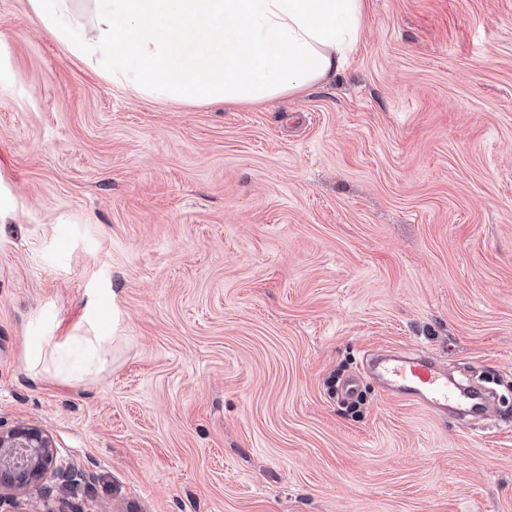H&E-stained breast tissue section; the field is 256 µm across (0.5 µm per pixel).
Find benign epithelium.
Masks as SVG:
<instances>
[{"instance_id":"7a95c632","label":"benign epithelium","mask_w":512,"mask_h":512,"mask_svg":"<svg viewBox=\"0 0 512 512\" xmlns=\"http://www.w3.org/2000/svg\"><path fill=\"white\" fill-rule=\"evenodd\" d=\"M57 459L54 439L46 430L22 422L0 429V492L35 490L49 501L71 483L70 472Z\"/></svg>"}]
</instances>
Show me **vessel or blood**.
Listing matches in <instances>:
<instances>
[{
  "instance_id": "b4317fda",
  "label": "vessel or blood",
  "mask_w": 512,
  "mask_h": 512,
  "mask_svg": "<svg viewBox=\"0 0 512 512\" xmlns=\"http://www.w3.org/2000/svg\"><path fill=\"white\" fill-rule=\"evenodd\" d=\"M370 371L384 391L434 412L451 410L460 419L469 420L484 414L490 405L484 393L456 382L422 353L376 359Z\"/></svg>"
}]
</instances>
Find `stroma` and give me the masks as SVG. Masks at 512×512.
<instances>
[{"label": "stroma", "instance_id": "35a3bbf8", "mask_svg": "<svg viewBox=\"0 0 512 512\" xmlns=\"http://www.w3.org/2000/svg\"><path fill=\"white\" fill-rule=\"evenodd\" d=\"M89 306L106 369L34 374ZM381 349L481 374L484 426L385 395ZM20 422L74 479L52 512H512V0H365L336 77L247 106L136 96L0 0Z\"/></svg>", "mask_w": 512, "mask_h": 512}]
</instances>
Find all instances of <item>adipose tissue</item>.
I'll return each mask as SVG.
<instances>
[{"label":"adipose tissue","mask_w":512,"mask_h":512,"mask_svg":"<svg viewBox=\"0 0 512 512\" xmlns=\"http://www.w3.org/2000/svg\"><path fill=\"white\" fill-rule=\"evenodd\" d=\"M30 0L74 56L136 94L194 103L259 104L299 95L343 69L362 36L363 0ZM110 355L95 325L29 346L32 367L69 381Z\"/></svg>","instance_id":"obj_1"}]
</instances>
